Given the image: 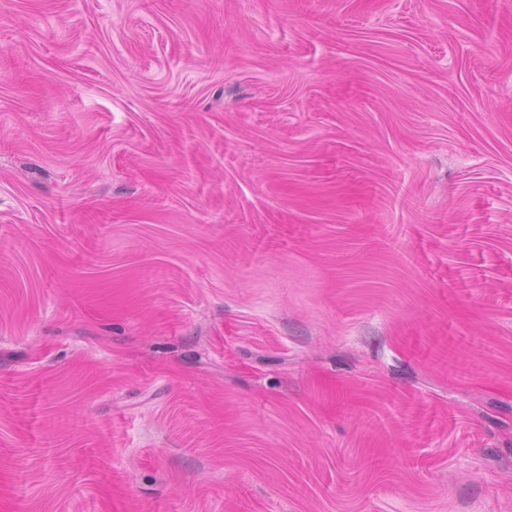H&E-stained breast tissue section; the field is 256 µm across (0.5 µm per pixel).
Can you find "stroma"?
<instances>
[{
    "label": "stroma",
    "mask_w": 512,
    "mask_h": 512,
    "mask_svg": "<svg viewBox=\"0 0 512 512\" xmlns=\"http://www.w3.org/2000/svg\"><path fill=\"white\" fill-rule=\"evenodd\" d=\"M0 512H512V0H0Z\"/></svg>",
    "instance_id": "1"
}]
</instances>
